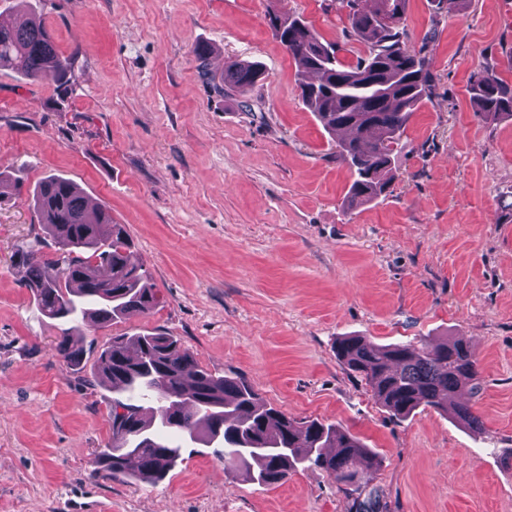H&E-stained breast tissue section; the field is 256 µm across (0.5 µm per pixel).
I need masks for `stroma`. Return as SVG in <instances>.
I'll use <instances>...</instances> for the list:
<instances>
[{
    "mask_svg": "<svg viewBox=\"0 0 512 512\" xmlns=\"http://www.w3.org/2000/svg\"><path fill=\"white\" fill-rule=\"evenodd\" d=\"M67 90L0 71V512H352L324 472L272 486L224 473L217 445H186L158 485L95 475L112 438V391L91 377L121 334L164 332L218 376L246 379L296 418L356 435L379 461L361 481L382 512H512V120L476 113L483 66L512 84V0L436 15L408 0L404 26L434 94L411 117L385 196L348 208L351 170L299 99L297 65L268 25L310 22L339 59L365 47L335 0H31ZM228 60L266 79L239 107L203 80ZM50 174L123 224L158 304L106 328L44 316L14 254L51 244L31 208ZM71 333L82 367L66 364ZM461 338L481 369L459 400L474 431L420 408L392 416L336 358V342Z\"/></svg>",
    "mask_w": 512,
    "mask_h": 512,
    "instance_id": "35a3bbf8",
    "label": "stroma"
}]
</instances>
